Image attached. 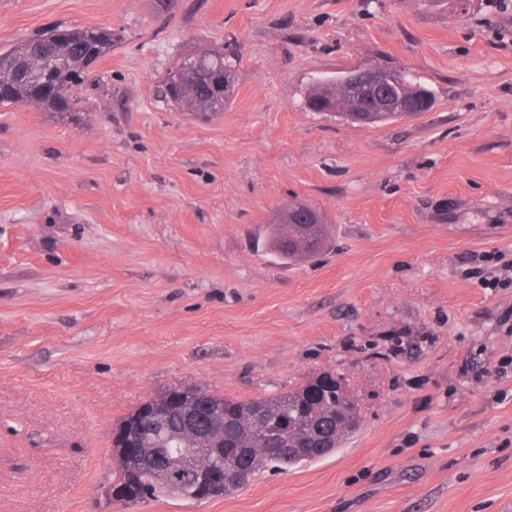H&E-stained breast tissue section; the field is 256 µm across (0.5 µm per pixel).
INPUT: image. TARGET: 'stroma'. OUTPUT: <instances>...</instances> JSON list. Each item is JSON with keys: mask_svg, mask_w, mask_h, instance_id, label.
<instances>
[{"mask_svg": "<svg viewBox=\"0 0 512 512\" xmlns=\"http://www.w3.org/2000/svg\"><path fill=\"white\" fill-rule=\"evenodd\" d=\"M115 44L70 115L0 108V512H512V0H0ZM237 60L224 113L160 96ZM411 72L433 105L359 126L314 77ZM328 243L284 262L291 200ZM345 376L360 428L203 501L116 503L112 432L184 386L240 400ZM236 62L224 51L195 52L170 70L161 88L162 98L180 112L212 116L224 112L236 89ZM229 94L220 93L223 82Z\"/></svg>", "mask_w": 512, "mask_h": 512, "instance_id": "1", "label": "stroma"}]
</instances>
